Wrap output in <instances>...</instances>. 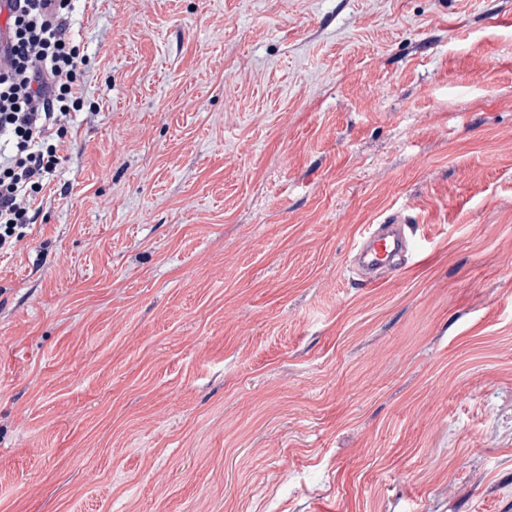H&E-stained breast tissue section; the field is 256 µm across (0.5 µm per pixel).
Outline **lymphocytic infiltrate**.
<instances>
[{"label":"lymphocytic infiltrate","instance_id":"obj_1","mask_svg":"<svg viewBox=\"0 0 512 512\" xmlns=\"http://www.w3.org/2000/svg\"><path fill=\"white\" fill-rule=\"evenodd\" d=\"M0 250L22 239L62 158L58 139L81 104L83 60L66 37L70 0H0Z\"/></svg>","mask_w":512,"mask_h":512}]
</instances>
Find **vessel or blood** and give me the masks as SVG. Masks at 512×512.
<instances>
[{
  "instance_id": "b4317fda",
  "label": "vessel or blood",
  "mask_w": 512,
  "mask_h": 512,
  "mask_svg": "<svg viewBox=\"0 0 512 512\" xmlns=\"http://www.w3.org/2000/svg\"><path fill=\"white\" fill-rule=\"evenodd\" d=\"M409 240L403 225L387 219L369 224L361 231L352 249L351 262L360 272H368V284H377L379 277L391 278L405 267L404 257Z\"/></svg>"
}]
</instances>
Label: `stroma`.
<instances>
[{"instance_id":"1","label":"stroma","mask_w":512,"mask_h":512,"mask_svg":"<svg viewBox=\"0 0 512 512\" xmlns=\"http://www.w3.org/2000/svg\"><path fill=\"white\" fill-rule=\"evenodd\" d=\"M66 36L83 106L0 251V512H512V0H71ZM396 223L394 219H387L382 224H368L354 244L353 268L358 272L368 271L366 282L370 285L396 276L405 267L403 258L409 251V240L403 225ZM379 269L382 276L371 275Z\"/></svg>"}]
</instances>
